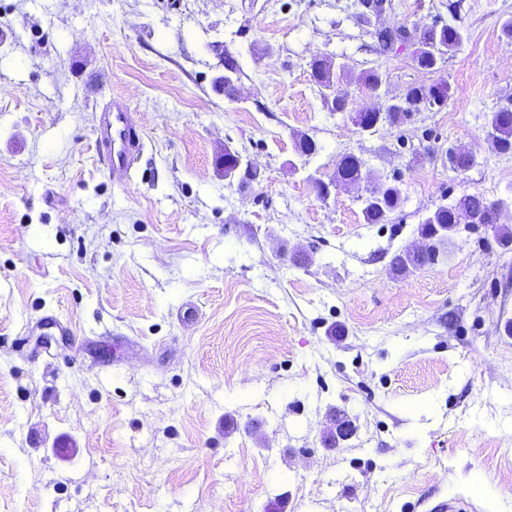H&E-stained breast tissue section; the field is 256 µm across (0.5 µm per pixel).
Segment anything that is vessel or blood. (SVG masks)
I'll list each match as a JSON object with an SVG mask.
<instances>
[{"mask_svg": "<svg viewBox=\"0 0 512 512\" xmlns=\"http://www.w3.org/2000/svg\"><path fill=\"white\" fill-rule=\"evenodd\" d=\"M145 148L142 123L122 97L99 107L96 149L103 168L114 183L127 184Z\"/></svg>", "mask_w": 512, "mask_h": 512, "instance_id": "obj_1", "label": "vessel or blood"}]
</instances>
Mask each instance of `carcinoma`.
<instances>
[{
	"label": "carcinoma",
	"mask_w": 512,
	"mask_h": 512,
	"mask_svg": "<svg viewBox=\"0 0 512 512\" xmlns=\"http://www.w3.org/2000/svg\"><path fill=\"white\" fill-rule=\"evenodd\" d=\"M396 38L414 47L413 59L425 70H433L445 60L453 49L464 40L462 28L443 22H434L427 27L403 26L396 33ZM314 82L319 86L327 104H336V109L345 107V100L336 95L337 85L346 80L348 74L345 66H332L328 59L318 58L311 64ZM424 104L433 109H441L448 104V86L445 84L418 85L407 88L404 94L391 98L372 110L355 112L351 121L365 133L376 131L379 126H400L406 123L413 112ZM487 136L496 151L512 154V106H503L492 113L487 128ZM446 161L451 168L465 171L474 163L473 153L464 146L452 148L446 152ZM362 160L354 155L340 159L336 167L333 182H359L363 179ZM379 192L382 198L362 199V213L368 224H387L399 209L402 192L399 185L386 183ZM503 202L493 203L479 192L462 194L458 199L437 207L419 224L418 234L423 239V249L406 250L392 259V265L399 272L415 269L427 264H435L446 256L445 240L437 235L441 230H448V236L457 233L459 224L483 225L489 228L495 241L504 248L512 246V231L499 225V210Z\"/></svg>",
	"instance_id": "cac0c4a2"
}]
</instances>
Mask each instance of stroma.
<instances>
[{"mask_svg":"<svg viewBox=\"0 0 512 512\" xmlns=\"http://www.w3.org/2000/svg\"><path fill=\"white\" fill-rule=\"evenodd\" d=\"M392 3L0 0V512H512V249L480 229L391 266L468 192L512 226V154L486 137L512 101V0ZM436 20L465 33L438 69L377 52L378 28ZM318 56L346 65L347 111ZM421 84L447 107L352 124ZM114 96L146 136L123 187L95 149ZM228 147L255 179L225 178ZM349 154L400 185L392 223L365 222L364 185L318 198ZM332 64L326 58H318L311 64V69L313 80L319 86L327 104L332 107V104L335 102L337 111L346 107L345 100L337 94V85L341 81L346 80L348 74L343 64L336 66L335 73ZM335 92L336 94H334Z\"/></svg>","mask_w":512,"mask_h":512,"instance_id":"35a3bbf8","label":"stroma"}]
</instances>
